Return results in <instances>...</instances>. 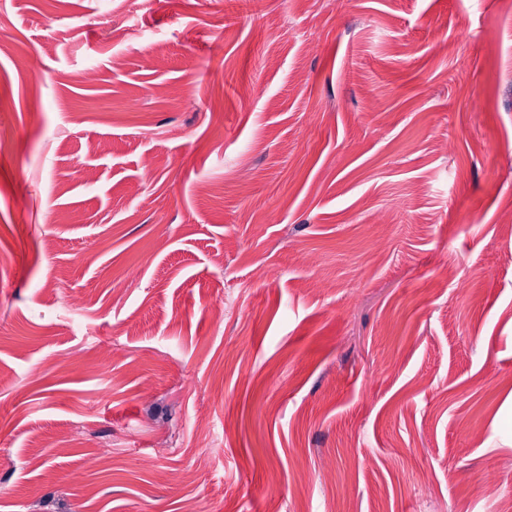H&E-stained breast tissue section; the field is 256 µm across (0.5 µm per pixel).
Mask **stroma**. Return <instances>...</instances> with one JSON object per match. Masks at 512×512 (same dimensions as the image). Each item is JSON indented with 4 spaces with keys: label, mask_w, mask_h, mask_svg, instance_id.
<instances>
[{
    "label": "stroma",
    "mask_w": 512,
    "mask_h": 512,
    "mask_svg": "<svg viewBox=\"0 0 512 512\" xmlns=\"http://www.w3.org/2000/svg\"><path fill=\"white\" fill-rule=\"evenodd\" d=\"M0 94V512H512V0H0Z\"/></svg>",
    "instance_id": "35a3bbf8"
}]
</instances>
